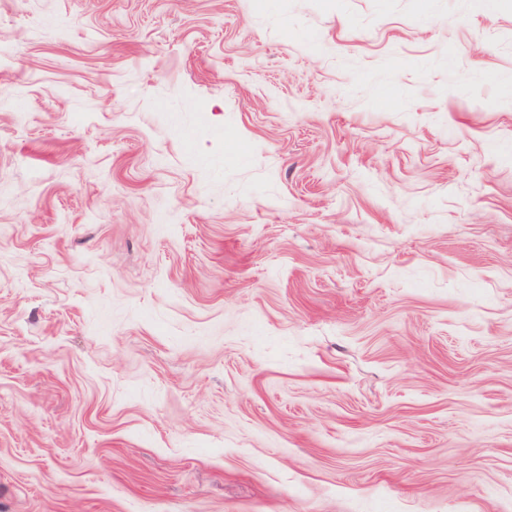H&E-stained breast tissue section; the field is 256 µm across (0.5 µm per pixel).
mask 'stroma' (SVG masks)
I'll return each instance as SVG.
<instances>
[{
	"label": "stroma",
	"instance_id": "stroma-1",
	"mask_svg": "<svg viewBox=\"0 0 512 512\" xmlns=\"http://www.w3.org/2000/svg\"><path fill=\"white\" fill-rule=\"evenodd\" d=\"M0 512H512V0H0Z\"/></svg>",
	"mask_w": 512,
	"mask_h": 512
}]
</instances>
